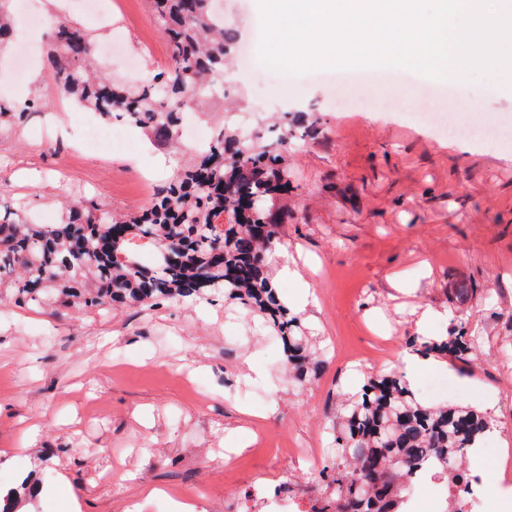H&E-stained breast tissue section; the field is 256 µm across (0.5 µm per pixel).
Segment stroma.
<instances>
[{
    "label": "stroma",
    "mask_w": 512,
    "mask_h": 512,
    "mask_svg": "<svg viewBox=\"0 0 512 512\" xmlns=\"http://www.w3.org/2000/svg\"><path fill=\"white\" fill-rule=\"evenodd\" d=\"M38 6L36 19L14 10L18 42L63 11L96 41L120 39L140 57L133 71L104 60L108 75L138 82L167 63L147 0H124V18L106 25L83 0ZM215 88L198 106L205 134L243 120L259 130L286 110L312 128L295 131L292 184L277 202L288 220L270 268L296 270L277 287L321 337L326 368L308 388L289 389L270 358L280 343L220 300L64 318L38 307L0 311V480L14 487L29 475L44 489L20 512H128L134 503L165 512L163 489L186 484L208 491L198 512L237 504L261 512L251 499L257 486L316 497L315 472L256 446L289 442L330 458L337 392L394 370L416 391L428 376L448 379L453 403L486 412L492 438L512 448V143L490 150L416 125L407 114L417 97L398 110L339 111L319 82L262 92L234 56ZM470 90L475 112L456 110L452 94L433 105L463 124L512 123L511 91L492 94L477 81ZM0 96L52 105L28 113L21 133L0 136V203H22L39 222L59 223L63 201L87 195L112 211L136 210V175L160 183L176 163L145 137L134 156L99 144L50 151L38 139L42 127L66 126L72 106L49 82L47 58L28 81L0 74ZM396 277L406 292L393 288ZM463 286L468 296L459 295ZM460 322L479 338L474 361L405 363L407 337L439 341ZM390 337L389 357L370 359ZM242 386L263 391L264 402L242 400Z\"/></svg>",
    "instance_id": "1"
}]
</instances>
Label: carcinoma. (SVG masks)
<instances>
[{"mask_svg": "<svg viewBox=\"0 0 512 512\" xmlns=\"http://www.w3.org/2000/svg\"><path fill=\"white\" fill-rule=\"evenodd\" d=\"M10 2L0 0V49L13 38ZM214 2L150 0L168 62L137 85L97 71L90 34L60 20L50 31L49 78L77 107L108 122L119 118L161 146L172 144L180 113L197 108L237 43ZM34 107L48 105L32 100L19 106L0 98V133L16 130ZM288 119L283 113L264 142L224 126L135 214L112 217L90 201L71 206L58 224H35L20 205L0 210V302L93 313L219 293L225 305L282 340L291 386L317 379L324 360L269 275L267 252L281 238L275 201L289 187ZM144 249L154 253V263L141 260ZM477 342L464 325L441 342L407 338L417 354L453 359L472 353ZM490 431L489 419L473 408L424 405L397 372L368 375L358 391L338 394L335 458L319 471L317 512H402L415 476L429 468L448 482V512H467L469 453ZM26 496L24 480L0 512H16Z\"/></svg>", "mask_w": 512, "mask_h": 512, "instance_id": "1", "label": "carcinoma"}]
</instances>
